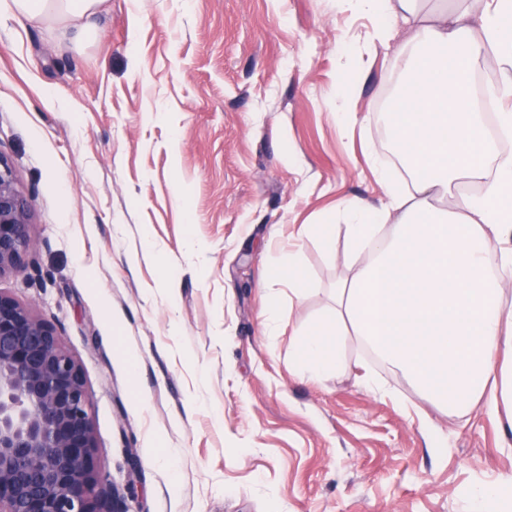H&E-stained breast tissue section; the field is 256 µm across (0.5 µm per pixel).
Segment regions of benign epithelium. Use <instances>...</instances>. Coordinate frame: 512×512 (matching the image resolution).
Instances as JSON below:
<instances>
[{
    "instance_id": "obj_1",
    "label": "benign epithelium",
    "mask_w": 512,
    "mask_h": 512,
    "mask_svg": "<svg viewBox=\"0 0 512 512\" xmlns=\"http://www.w3.org/2000/svg\"><path fill=\"white\" fill-rule=\"evenodd\" d=\"M31 245L28 200L0 155V277ZM89 407L53 325L0 291V512H124L95 470Z\"/></svg>"
}]
</instances>
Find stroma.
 <instances>
[{
  "instance_id": "stroma-1",
  "label": "stroma",
  "mask_w": 512,
  "mask_h": 512,
  "mask_svg": "<svg viewBox=\"0 0 512 512\" xmlns=\"http://www.w3.org/2000/svg\"><path fill=\"white\" fill-rule=\"evenodd\" d=\"M375 22L336 0H105L90 33L0 25V155L33 238L0 291L81 365L96 469L127 512H474L512 475L505 417L448 415L354 337L319 381L295 371V334L345 272L300 226L383 197L365 146L387 142L397 62L336 68ZM284 249L304 302L269 277Z\"/></svg>"
}]
</instances>
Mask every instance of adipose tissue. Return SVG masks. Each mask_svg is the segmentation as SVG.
Returning a JSON list of instances; mask_svg holds the SVG:
<instances>
[{
	"label": "adipose tissue",
	"instance_id": "ef3b65f1",
	"mask_svg": "<svg viewBox=\"0 0 512 512\" xmlns=\"http://www.w3.org/2000/svg\"><path fill=\"white\" fill-rule=\"evenodd\" d=\"M103 0H11L14 20L47 13L91 17ZM422 0H338L341 9L380 16L363 42L338 53L344 70L393 52L401 91L388 107L390 135L410 181L395 183L372 148L384 200L339 202L346 274L333 306L296 343L301 373L321 378L353 336L415 389L448 409L512 411V153L479 122L469 77L493 55L487 95L498 129L512 133V0H463L426 19ZM476 186L457 205L460 185Z\"/></svg>",
	"mask_w": 512,
	"mask_h": 512
}]
</instances>
